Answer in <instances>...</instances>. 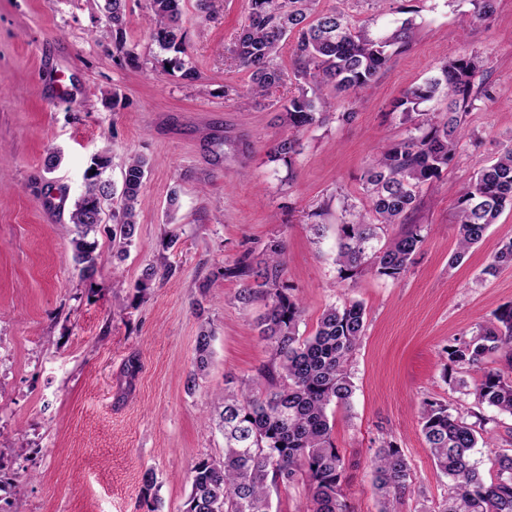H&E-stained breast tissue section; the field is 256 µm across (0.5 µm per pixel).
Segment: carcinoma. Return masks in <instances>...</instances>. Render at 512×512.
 Here are the masks:
<instances>
[{"mask_svg": "<svg viewBox=\"0 0 512 512\" xmlns=\"http://www.w3.org/2000/svg\"><path fill=\"white\" fill-rule=\"evenodd\" d=\"M181 0H149L147 25L152 41L162 51H174L169 60L182 79L199 80L186 54L180 27ZM368 0H338L316 10L318 0H247V15L230 48L231 59L250 74L249 95L254 108L274 106L273 92L294 79L296 92L281 105V121L288 128L270 151L273 160L288 165L300 153L299 134L336 117L335 96L368 86L387 66L391 56L413 42L416 26L407 18L399 25L374 33L355 24L352 11ZM126 0H103L109 28L100 36L112 37L123 61L140 64V57L124 41ZM293 39L292 71L277 63L281 45ZM480 70L475 54L442 61L434 75L411 88L394 105L409 124L405 137L384 146L362 176L365 203L351 219L336 225V265L340 279H354L368 271L397 280L414 264L424 237L421 227L381 242L380 231L390 224H406L416 210L420 187L438 181L448 171L462 146L463 115L475 106L474 79ZM445 111L429 104L439 95ZM148 162L131 158L122 172L121 190L104 178L108 163L100 158L85 172V191L75 204L72 222L74 261L83 279L95 276L102 255L91 238L101 224L103 202L120 194L112 210V243L121 256L131 245L136 211L147 175ZM512 208V144L490 165L479 168L457 200L458 250L452 262H461L481 242L490 225L506 208ZM285 244L272 239L266 258L254 263L244 256L224 267L222 276L242 283L237 299L265 301L259 335L272 352L269 363L256 376L231 386L225 377L224 393L215 398L217 426L224 434V456L202 457L192 467L191 492L183 512H271L272 485L303 482L309 504L299 512H349L343 493L346 482L344 456L332 440L328 410L347 404L353 395L350 362L364 336L366 312L359 301L330 305L310 336L299 335L305 310L283 291ZM512 266V238L502 242L483 277L495 276ZM214 333L201 326L195 346L196 376L205 372L212 357ZM449 369L455 365L480 366L499 353L512 370V303L491 312L470 336L449 345ZM473 394L478 404L512 416V374L484 369ZM422 432L436 468L448 478L451 493L439 512H512V452L503 449L489 458L485 477L478 449L495 447L489 419L474 423L450 412L441 400L424 403ZM372 485L379 496V512H399L400 502L411 492L412 472L394 440L383 438L370 460Z\"/></svg>", "mask_w": 512, "mask_h": 512, "instance_id": "obj_1", "label": "carcinoma"}]
</instances>
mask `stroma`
<instances>
[{
    "mask_svg": "<svg viewBox=\"0 0 512 512\" xmlns=\"http://www.w3.org/2000/svg\"><path fill=\"white\" fill-rule=\"evenodd\" d=\"M101 0H0V512H148L142 477L153 472L159 512H182L191 469L221 457L224 436L210 421L225 376H254L270 351L259 336L263 301H237L239 281L219 267L282 239L283 284L305 308L311 334L330 304L363 302L366 332L350 365L349 407L332 408V439L350 464L354 512H378L368 461L378 437L392 436L413 472L403 512L441 502L420 424L424 401L474 406L457 379L445 380V348L512 302V266L482 269L512 238V210L450 265L458 240L457 200L484 164L512 141V0H496L486 20L470 0H370L357 21L388 25L415 10L412 46L392 56L354 97L350 121L306 129L292 164L269 161L283 135L280 111L251 107L249 75L226 49L246 15V0H213L202 20L197 0H182L181 29L200 74L168 68L152 42L148 0H126L127 45L139 67L120 63L104 29ZM479 57L476 88L488 90L464 118L466 138L447 173L422 187L412 223L424 242L400 279L363 274L343 281L334 263L336 224L363 197L360 177L386 144L405 135L392 104L431 76L440 61ZM232 95H225V88ZM56 154L59 164L45 172ZM104 156L112 183L127 161L150 170L125 258L112 255L111 221L97 234L103 256L94 280L73 260L71 213L84 174ZM63 194L61 207L50 197ZM327 224L315 237L313 212ZM168 257V279H146ZM213 283L207 294L199 286ZM214 331L207 372L188 387L202 323ZM138 373L128 379L126 365Z\"/></svg>",
    "mask_w": 512,
    "mask_h": 512,
    "instance_id": "stroma-1",
    "label": "stroma"
}]
</instances>
